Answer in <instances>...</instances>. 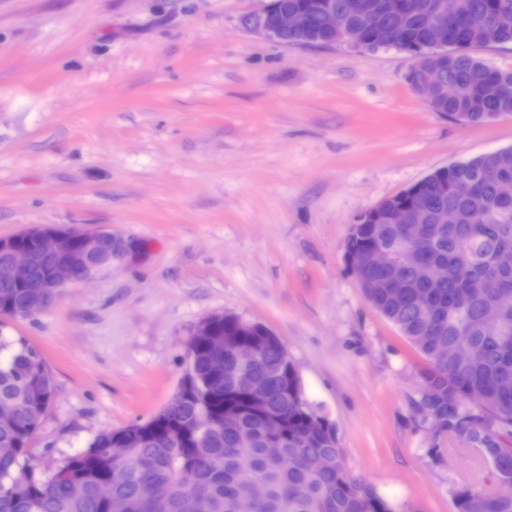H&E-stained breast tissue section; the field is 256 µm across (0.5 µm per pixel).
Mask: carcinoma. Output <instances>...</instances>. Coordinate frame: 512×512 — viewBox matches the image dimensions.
<instances>
[{"label":"carcinoma","instance_id":"carcinoma-1","mask_svg":"<svg viewBox=\"0 0 512 512\" xmlns=\"http://www.w3.org/2000/svg\"><path fill=\"white\" fill-rule=\"evenodd\" d=\"M347 0H270L269 9L299 7L312 14L310 44L333 43L321 31L318 17L330 3L342 11ZM405 8L402 21L375 8L354 18L351 26L362 48H393L414 65H436L442 78L457 85L454 101L414 91L432 112L464 123L480 124L512 115V72L495 69L472 54L482 44L472 39L463 16L483 11L490 22L512 14V0H462L456 16L433 22L430 0H399ZM497 83L508 98H494L487 88ZM500 171L495 182H484L479 170ZM441 177H424L402 196L386 203L402 206L414 219L430 225L425 239L410 244L404 225L386 221L359 224L347 239L351 271L366 285L371 306L391 321L430 363L423 388L430 400L419 404L453 426L480 448H496L503 435L512 434V309L502 324L491 328L483 314L494 297L480 288L488 277L512 292V268L496 267L490 256L498 249L512 250V148L481 154L439 168ZM474 184L472 193L458 197L452 184L460 177ZM457 212L458 223L441 231L435 224L443 208ZM383 244L397 254L417 251L427 264L442 266L446 277L437 284L422 280L410 263L398 268L404 287L393 294L376 284L384 275L366 263L370 249ZM37 300L35 289L0 276V316L25 317ZM261 346V355L224 378L212 372L215 359L209 337H190L186 366L169 404L152 418L118 431H102L87 449L64 462L55 472L39 477L31 464L29 443L39 421L33 409L43 412L56 392L53 373L41 352L22 338L0 332V407L10 417L0 419V512H181L189 492L206 495L211 512H238L249 486L266 487L254 512H395L394 504L344 465L335 426L304 399L297 368L283 364L281 342ZM470 341L482 348L483 358L465 364L434 353L437 346ZM459 404L474 405L473 418L448 410V396ZM236 418L226 421L224 409ZM283 421L281 453L268 455L266 416ZM123 439L127 456L117 462L111 452ZM333 465L319 469L315 462ZM115 469L112 497L98 495V485ZM453 496L457 512H512V490L482 494L459 486Z\"/></svg>","mask_w":512,"mask_h":512}]
</instances>
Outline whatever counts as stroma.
<instances>
[{"label":"stroma","mask_w":512,"mask_h":512,"mask_svg":"<svg viewBox=\"0 0 512 512\" xmlns=\"http://www.w3.org/2000/svg\"><path fill=\"white\" fill-rule=\"evenodd\" d=\"M267 0H0V238L112 233V263L8 321L43 354L46 476L175 394L198 323L267 326L346 467L399 512H457L491 458L417 407L428 360L345 260L358 215L441 166L512 147V116L430 111L394 49L287 46L245 30Z\"/></svg>","instance_id":"obj_1"}]
</instances>
